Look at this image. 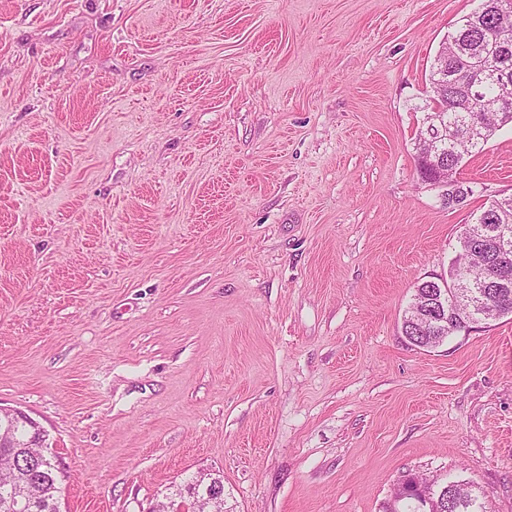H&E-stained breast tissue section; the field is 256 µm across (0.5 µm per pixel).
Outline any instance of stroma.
Wrapping results in <instances>:
<instances>
[{"mask_svg": "<svg viewBox=\"0 0 512 512\" xmlns=\"http://www.w3.org/2000/svg\"><path fill=\"white\" fill-rule=\"evenodd\" d=\"M477 0H0V407L62 512H391L411 474L512 512V316L401 333L512 195V125L448 208L430 64ZM434 119L435 125H431L432 127H429L431 128L430 136L432 138V149L429 154L418 156V170L422 174L434 177L439 182V186L442 187V196L446 199L448 207L460 206L466 201V198L456 195L455 192L463 195H469L472 193V189L470 186L465 185L463 181H459L458 179L453 189L455 192H451L448 189V193H446L447 187L449 188L450 184L453 183V173L455 168L449 167L447 160L445 161V159L440 156L437 157L435 144L438 141H442V143L443 141H447L449 132L448 125L443 124L441 118L436 117ZM0 418L4 419L7 422L20 421L30 426L33 429V436L29 444L35 442L38 445V448H40L41 456H50L47 452L49 450V447L47 443L48 439L46 431L36 421L27 416L25 413L17 410L9 412L0 410ZM206 476H208V474L191 477V479L183 483H174L168 489L170 492L175 493V495L180 494L182 496L188 497L191 500L196 498L197 501H201L207 497V488L209 483L206 479Z\"/></svg>", "mask_w": 512, "mask_h": 512, "instance_id": "35a3bbf8", "label": "stroma"}]
</instances>
